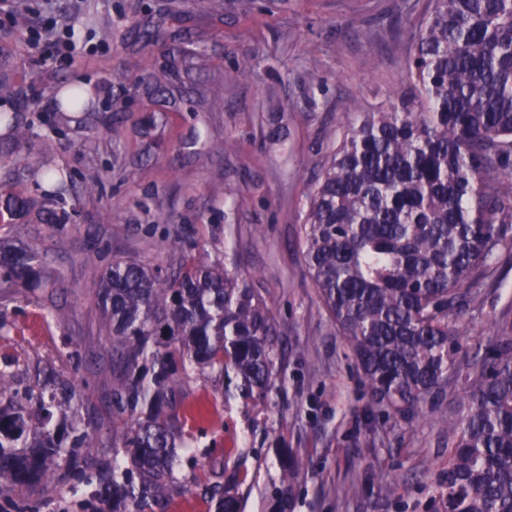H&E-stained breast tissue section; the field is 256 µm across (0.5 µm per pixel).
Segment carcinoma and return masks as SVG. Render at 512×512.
I'll return each mask as SVG.
<instances>
[{"label": "carcinoma", "instance_id": "1", "mask_svg": "<svg viewBox=\"0 0 512 512\" xmlns=\"http://www.w3.org/2000/svg\"><path fill=\"white\" fill-rule=\"evenodd\" d=\"M410 37L408 90L380 112L344 125L305 220V260L320 299L352 348L372 406L405 419L447 394L461 352L459 315L497 282L512 250V0H429ZM144 45L165 49L148 94L168 104L178 63L195 59L166 18L150 19ZM89 93L64 89L61 110L89 113ZM16 161L29 169L62 149L15 112L0 111ZM69 206L0 189V222L31 216L64 233ZM92 299L112 353V457L88 431L67 441L73 385L36 370L51 386L36 414L4 402L0 371V487L33 490L76 470L72 487L94 512H155L177 487V406L189 372L224 375L245 403L275 387L278 331L253 284L221 260L183 258L177 270L115 257L96 270ZM60 278L42 253L0 240V284L53 294ZM467 372L448 431V467L436 476L446 512H512V322ZM299 461L283 449L278 512H288ZM236 475L210 487L215 512H240Z\"/></svg>", "mask_w": 512, "mask_h": 512}]
</instances>
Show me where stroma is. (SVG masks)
I'll list each match as a JSON object with an SVG mask.
<instances>
[{
	"label": "stroma",
	"mask_w": 512,
	"mask_h": 512,
	"mask_svg": "<svg viewBox=\"0 0 512 512\" xmlns=\"http://www.w3.org/2000/svg\"><path fill=\"white\" fill-rule=\"evenodd\" d=\"M428 0H14L0 10V62L22 96L0 110L23 112L61 139L51 163L72 178L81 215L60 235L48 225L0 223V238L49 254L61 273L53 296L38 292L0 308V370L17 400L35 409L36 366L75 382L80 423L112 431L111 354L99 338L93 270L115 257L177 268L202 252L255 279L280 333L278 383L267 404L244 408L219 375H191L178 407L184 447L181 489L164 512H214L203 495L214 465L239 474L243 512H272L278 451L301 466L291 512H437V474L448 435L434 415L406 422L370 405L364 374L310 278L304 256L309 197L343 136L346 113L374 112L406 87L408 33ZM177 11L173 31L202 54L166 123L138 79L162 62L143 46L150 16ZM79 31L75 63L55 61L63 28ZM250 63L249 74L239 72ZM126 80H117L118 72ZM96 91V110L77 125L56 106L61 82ZM231 151H221L224 140ZM98 190L86 194V184ZM499 280L461 318V358L491 347L512 318V257ZM0 491V512H83L69 487Z\"/></svg>",
	"instance_id": "stroma-1"
}]
</instances>
